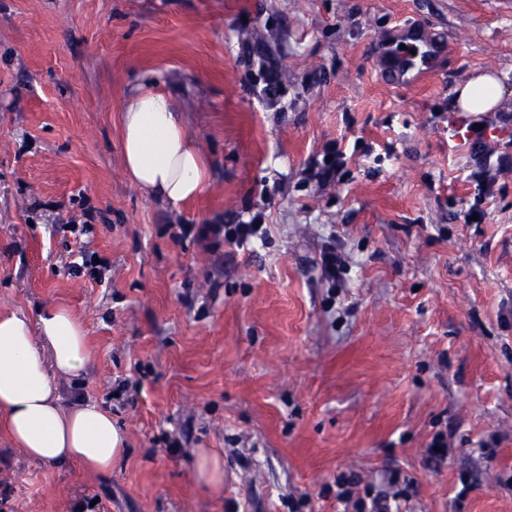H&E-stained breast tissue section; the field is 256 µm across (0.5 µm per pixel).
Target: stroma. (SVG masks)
<instances>
[{"label":"stroma","mask_w":512,"mask_h":512,"mask_svg":"<svg viewBox=\"0 0 512 512\" xmlns=\"http://www.w3.org/2000/svg\"><path fill=\"white\" fill-rule=\"evenodd\" d=\"M408 27L442 52L396 86ZM479 71L512 86V0H0V309L83 318L89 367L59 387L128 440L104 476L0 440V512H345L350 470L408 488L399 512H512V172L464 223L476 160L448 136L451 91ZM148 79L211 166L175 212L122 165ZM334 141L347 179L307 181ZM259 212L248 251L178 235ZM201 448L221 490L195 480ZM321 274L328 281L332 282L331 289L335 291L336 281L340 280V273L343 270L342 259L336 251V238L331 235L329 241L324 245L320 255Z\"/></svg>","instance_id":"1"}]
</instances>
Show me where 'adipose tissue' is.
<instances>
[{
    "instance_id": "adipose-tissue-1",
    "label": "adipose tissue",
    "mask_w": 512,
    "mask_h": 512,
    "mask_svg": "<svg viewBox=\"0 0 512 512\" xmlns=\"http://www.w3.org/2000/svg\"><path fill=\"white\" fill-rule=\"evenodd\" d=\"M512 90L495 75L480 73L453 90L456 111L496 112ZM125 173L145 196L177 210L199 195L210 172L175 98L156 81L138 85L121 114ZM90 362L88 331L63 304L0 311V438L45 467L78 464L108 475L123 459L126 438L100 403L73 392L63 399L58 379L82 373Z\"/></svg>"
}]
</instances>
